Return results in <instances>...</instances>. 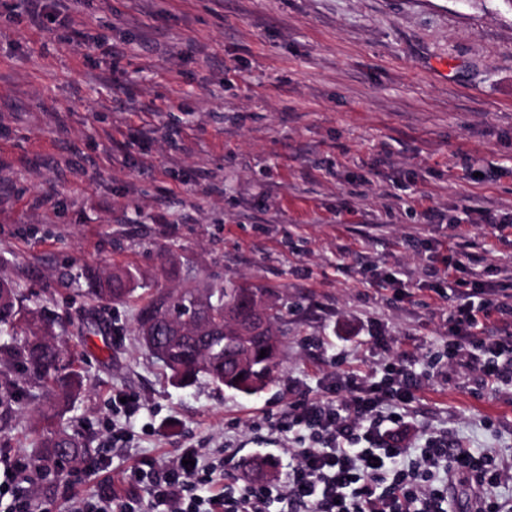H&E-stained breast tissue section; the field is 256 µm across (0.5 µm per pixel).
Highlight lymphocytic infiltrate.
<instances>
[{
	"label": "lymphocytic infiltrate",
	"instance_id": "1",
	"mask_svg": "<svg viewBox=\"0 0 512 512\" xmlns=\"http://www.w3.org/2000/svg\"><path fill=\"white\" fill-rule=\"evenodd\" d=\"M456 293L461 302L448 317V359L479 368L493 385L512 387V333H484L490 318L512 323V292L476 278L459 282ZM419 385L415 373L389 365L378 380L348 377L344 405L332 398L293 405L287 426L293 465L283 490L215 485L216 464L188 448L181 462L131 467L126 495L103 481L91 495L69 497L67 512H135L143 495L152 512H268L276 494L291 512H458L460 486L473 512H512V501L500 496L512 487V459L465 448L443 432L431 433L424 447L408 445L404 413Z\"/></svg>",
	"mask_w": 512,
	"mask_h": 512
}]
</instances>
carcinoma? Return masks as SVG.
Masks as SVG:
<instances>
[{"mask_svg":"<svg viewBox=\"0 0 512 512\" xmlns=\"http://www.w3.org/2000/svg\"><path fill=\"white\" fill-rule=\"evenodd\" d=\"M129 272H102L88 281V295L97 302L121 303L131 293ZM263 308L264 329H246L257 307ZM281 313L264 304L262 290L233 283L205 288L157 292L137 315V331L147 322L159 329L158 340L141 337L142 347L155 355L178 385H192L200 377L229 390L254 394L272 381L279 365L282 341L278 323ZM55 319L39 304L23 303L17 285L0 277V334L12 342L0 344V398L26 392V385L43 387L46 417L54 418L60 405L81 387L77 375H61L68 355L56 340ZM265 357H260L261 351ZM38 452L34 469L45 474H63L80 464L92 448L78 435L46 427L36 432Z\"/></svg>","mask_w":512,"mask_h":512,"instance_id":"cac0c4a2","label":"carcinoma"}]
</instances>
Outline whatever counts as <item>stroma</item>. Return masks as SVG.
<instances>
[{
    "label": "stroma",
    "instance_id": "obj_1",
    "mask_svg": "<svg viewBox=\"0 0 512 512\" xmlns=\"http://www.w3.org/2000/svg\"><path fill=\"white\" fill-rule=\"evenodd\" d=\"M122 49L112 57L104 48ZM512 0H82L34 28L0 0V274L47 306L83 388L54 425L100 473L224 457L255 479L295 403L393 363L419 426L512 454V389L433 366L449 281L512 289ZM131 269L104 307L87 271ZM252 283L289 304L279 370L244 395L174 385L136 335L156 291ZM132 395L129 417L113 397ZM38 400L0 404V465L30 459ZM132 439L112 443L113 426ZM95 486L30 474L41 512Z\"/></svg>",
    "mask_w": 512,
    "mask_h": 512
}]
</instances>
